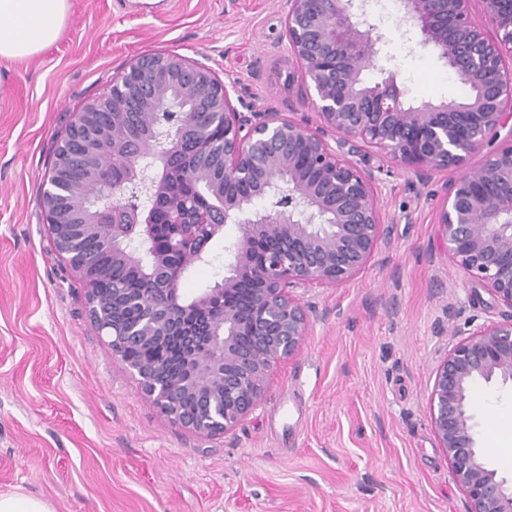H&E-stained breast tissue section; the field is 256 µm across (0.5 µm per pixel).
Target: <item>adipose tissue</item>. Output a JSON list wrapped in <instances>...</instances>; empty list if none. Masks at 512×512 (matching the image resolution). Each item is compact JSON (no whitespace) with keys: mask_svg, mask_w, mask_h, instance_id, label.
Segmentation results:
<instances>
[{"mask_svg":"<svg viewBox=\"0 0 512 512\" xmlns=\"http://www.w3.org/2000/svg\"><path fill=\"white\" fill-rule=\"evenodd\" d=\"M69 0H0V62L33 57L61 35Z\"/></svg>","mask_w":512,"mask_h":512,"instance_id":"ef3b65f1","label":"adipose tissue"}]
</instances>
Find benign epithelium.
Here are the masks:
<instances>
[{
  "instance_id": "7a95c632",
  "label": "benign epithelium",
  "mask_w": 512,
  "mask_h": 512,
  "mask_svg": "<svg viewBox=\"0 0 512 512\" xmlns=\"http://www.w3.org/2000/svg\"><path fill=\"white\" fill-rule=\"evenodd\" d=\"M373 0H288L290 52L313 93L307 102L321 126L281 112H240L229 86L207 66L181 55L140 56L103 96L73 114L56 147L42 207L53 244L87 281L103 227L112 255L149 284L132 300L121 288L100 301L88 289L91 320L112 357L133 373L143 394L170 420L202 437L223 435L260 405L270 375L297 355L308 336L310 287L335 288L357 276L384 237L379 205L384 166L362 168L346 157L361 141L421 178L462 169L491 134L509 128L508 141L487 153L482 167L452 181L438 221L448 262L482 284L509 309L456 341L438 363L429 410L438 447L468 500V512H512V485L492 468L476 440L472 390L512 383V193L493 195L512 179V0H395L408 41L431 49L457 78L464 101L407 103L393 75L370 82L383 37ZM480 5L489 27L472 18ZM102 112L143 118L153 138L122 141ZM77 143L85 177L72 178ZM121 145L113 164L123 180L112 197L86 201L90 185L112 180L99 163L101 148ZM237 235L224 244L228 274L191 301L181 284L191 264L210 263V243L227 224ZM246 300H233L242 284ZM224 297V310L198 323ZM139 308L135 323L124 311ZM172 340L182 345L171 374L132 362L126 352ZM197 397L195 409L183 399Z\"/></svg>"
}]
</instances>
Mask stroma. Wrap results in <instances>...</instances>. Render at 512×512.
Masks as SVG:
<instances>
[{
  "mask_svg": "<svg viewBox=\"0 0 512 512\" xmlns=\"http://www.w3.org/2000/svg\"><path fill=\"white\" fill-rule=\"evenodd\" d=\"M286 0H69L60 38L0 70V493L53 512H466L435 440L428 396L457 330L501 320L483 287L453 269L437 225L455 171L383 166L392 230L366 269L305 300L313 324L272 373L261 405L232 431L202 438L174 425L104 347L86 285L56 253L44 178L74 112L135 58L159 51L235 84L239 111L285 112L318 126L285 36ZM386 18L379 61L413 103L464 100L429 51ZM226 226L210 264L190 268L186 297L221 281ZM479 441L512 474V387H476Z\"/></svg>",
  "mask_w": 512,
  "mask_h": 512,
  "instance_id": "35a3bbf8",
  "label": "stroma"
}]
</instances>
